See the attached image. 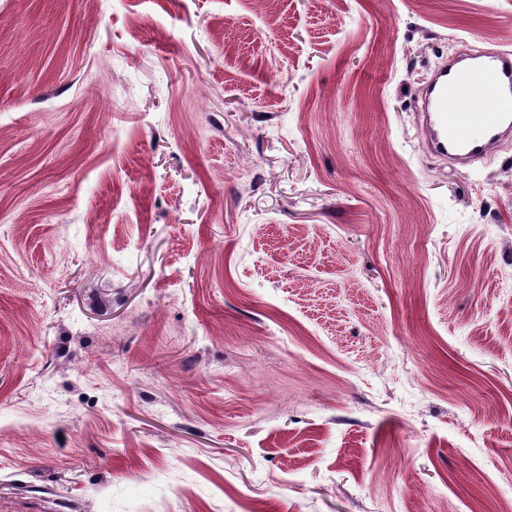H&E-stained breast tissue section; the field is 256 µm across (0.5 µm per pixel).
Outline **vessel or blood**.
I'll list each match as a JSON object with an SVG mask.
<instances>
[{
	"mask_svg": "<svg viewBox=\"0 0 512 512\" xmlns=\"http://www.w3.org/2000/svg\"><path fill=\"white\" fill-rule=\"evenodd\" d=\"M428 148L466 167L512 138V51L464 54L439 66L417 114Z\"/></svg>",
	"mask_w": 512,
	"mask_h": 512,
	"instance_id": "obj_1",
	"label": "vessel or blood"
}]
</instances>
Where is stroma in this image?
<instances>
[{
    "label": "stroma",
    "mask_w": 512,
    "mask_h": 512,
    "mask_svg": "<svg viewBox=\"0 0 512 512\" xmlns=\"http://www.w3.org/2000/svg\"><path fill=\"white\" fill-rule=\"evenodd\" d=\"M275 8L0 0V512H512V0ZM418 123L428 148L468 167L512 136V51L464 54L439 66L423 88Z\"/></svg>",
    "instance_id": "obj_1"
}]
</instances>
